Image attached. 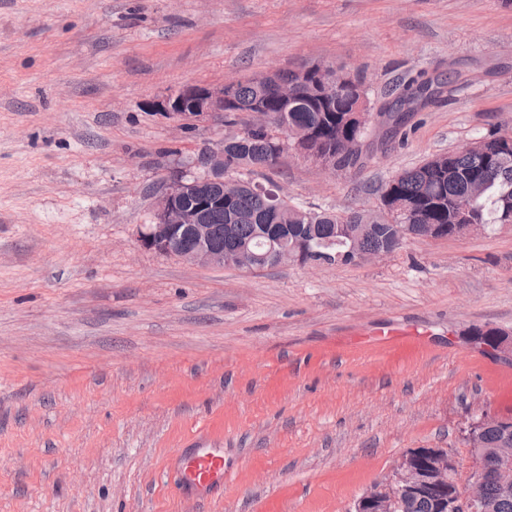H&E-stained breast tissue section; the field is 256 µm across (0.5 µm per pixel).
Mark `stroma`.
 Instances as JSON below:
<instances>
[{
    "label": "stroma",
    "instance_id": "35a3bbf8",
    "mask_svg": "<svg viewBox=\"0 0 512 512\" xmlns=\"http://www.w3.org/2000/svg\"><path fill=\"white\" fill-rule=\"evenodd\" d=\"M315 61L373 103L444 87L359 171H258L293 202L374 210L395 174L512 129L503 0H0V512H351L416 448L468 475L469 425L512 418V356L468 341L512 336V224L251 273L139 242L226 132L160 101ZM388 329L414 337L367 343ZM199 444L223 487L181 485Z\"/></svg>",
    "mask_w": 512,
    "mask_h": 512
}]
</instances>
